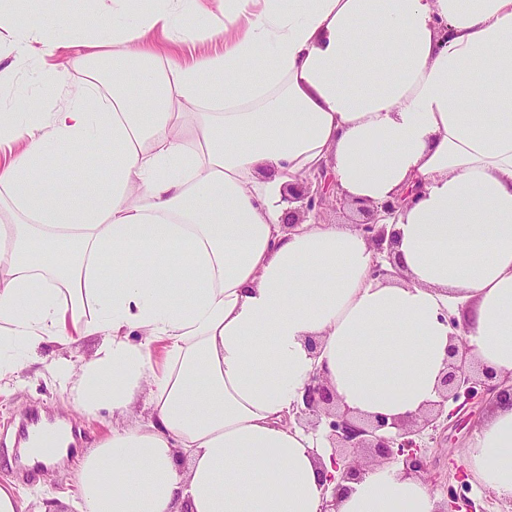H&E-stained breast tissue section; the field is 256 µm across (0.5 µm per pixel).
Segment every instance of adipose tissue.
Returning a JSON list of instances; mask_svg holds the SVG:
<instances>
[{
  "label": "adipose tissue",
  "instance_id": "1",
  "mask_svg": "<svg viewBox=\"0 0 512 512\" xmlns=\"http://www.w3.org/2000/svg\"><path fill=\"white\" fill-rule=\"evenodd\" d=\"M15 2V62L112 49L111 96L90 80L0 110V376L104 338L44 364L116 420L79 463L80 512H439L398 462L330 482L295 414L317 374L351 417L410 421L457 334L512 380V0H95L112 25L86 47L13 30ZM53 148L94 186L47 166ZM323 167L349 201L418 189L391 256L348 224L288 226L285 189ZM391 257L400 277L374 275ZM140 398L148 424L123 425ZM462 462L512 499V396ZM103 336L91 335L82 337L77 342L71 343L67 346H61L56 343H45L40 348V355L42 357L51 356L53 352L69 357L76 364L91 358L97 349L103 343Z\"/></svg>",
  "mask_w": 512,
  "mask_h": 512
}]
</instances>
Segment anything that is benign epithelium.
Segmentation results:
<instances>
[{"instance_id":"benign-epithelium-1","label":"benign epithelium","mask_w":512,"mask_h":512,"mask_svg":"<svg viewBox=\"0 0 512 512\" xmlns=\"http://www.w3.org/2000/svg\"><path fill=\"white\" fill-rule=\"evenodd\" d=\"M330 179L331 176L322 169L311 177L288 185V202L300 203L298 208L288 210V225L298 223L302 214H318L324 209L331 199ZM405 200L406 197L401 196L380 205L358 204L359 212L365 216L358 227L380 253L384 252L387 239L386 225L382 224V220L392 216ZM449 355L450 364L443 377L440 400L433 403L423 420V424L428 426L436 423L444 414L451 417L462 410L476 408L484 400L502 395L497 386L491 384V376L480 368L473 369L466 340L461 338L459 344L452 345ZM450 400L457 406L447 413L445 406ZM339 407L336 394L327 382L317 375L312 376L305 389L304 408L300 413L328 418V438L333 448L342 449V456L331 457L333 468L340 478L351 479L361 474L360 457L364 453L370 454V459L377 463L400 461L406 472L428 475L426 456L416 441L420 430L415 428L414 422L389 423L386 418L377 417L356 423L347 412H338ZM445 506L443 512H476L474 502L451 487L447 491Z\"/></svg>"}]
</instances>
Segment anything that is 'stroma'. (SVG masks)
Instances as JSON below:
<instances>
[{
  "label": "stroma",
  "mask_w": 512,
  "mask_h": 512,
  "mask_svg": "<svg viewBox=\"0 0 512 512\" xmlns=\"http://www.w3.org/2000/svg\"><path fill=\"white\" fill-rule=\"evenodd\" d=\"M91 0H50L48 9H21L14 18L20 27L40 26L54 22L67 29L83 31L87 21ZM84 68H63L59 90L53 91L39 79L36 64L20 63L16 66L15 82L0 88V102H10L24 97L41 102L58 101L62 90L86 81ZM38 407L51 417L52 422L69 424L76 422L78 431L72 439L67 455L55 463L52 472L43 466H33L32 481L18 479L17 473L24 466L21 457H8L7 450L14 444L13 435L6 427L28 408ZM488 405H481L476 415L460 414L451 419H439L436 427L423 428L420 438L425 446L432 488L438 496H445L448 488H464L466 496L481 505L482 512H512V499H502L483 491L475 476L459 481L458 474L463 465L459 452L466 448L488 412ZM112 427V413L101 410L97 417H80L76 401L69 391L62 389L51 378L43 364H35L18 376L0 380V483H13L25 512H41L46 500L56 502L61 512H78L77 461L93 450L97 442L106 437Z\"/></svg>",
  "instance_id": "stroma-1"
}]
</instances>
